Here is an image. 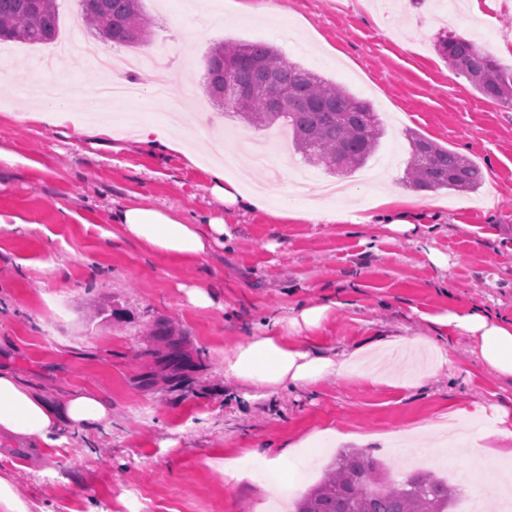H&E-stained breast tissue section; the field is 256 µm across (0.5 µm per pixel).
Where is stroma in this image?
<instances>
[{"label":"stroma","instance_id":"1","mask_svg":"<svg viewBox=\"0 0 512 512\" xmlns=\"http://www.w3.org/2000/svg\"><path fill=\"white\" fill-rule=\"evenodd\" d=\"M244 2L237 12L210 0L212 20L199 30L188 22L194 0H143L149 38L133 50L142 96L112 110L114 136L102 145L70 126L18 120L47 48L11 43L0 68L10 81L0 89V146L13 155L0 162V368L53 401L95 389L112 422L60 437L49 456L2 450L0 474L30 512H269L348 448L403 480V451L417 439L444 458L420 466L456 488L453 512H466L473 484L502 506L512 498V417L502 424L498 414L512 413V379L482 362L474 340L428 317L475 306L512 316V105L480 96L435 49L454 32L511 68L512 0H277L271 15L265 0ZM231 40L270 44L378 112L386 133L369 164L346 176L345 194L325 197L331 173L294 151L255 163L268 130L216 106L197 111L208 55ZM160 87L192 114L183 140L196 164L134 137L165 122L146 104ZM412 131L470 158L485 181L475 192L426 193V218L412 230L366 223L379 191L407 198ZM219 147L253 165L272 214L229 210L211 195ZM320 199L342 220L273 216ZM138 203L222 216L231 239L191 263L155 255L113 234V209ZM193 285L213 306L191 302ZM318 302L332 306L322 326L286 339L332 358L374 344L383 367L273 390L226 374L225 356L246 337ZM159 320L183 342L180 369L151 333ZM432 341L448 354L436 371ZM292 446L304 459L285 489L269 471L231 478L217 468L251 451L275 460ZM473 448L481 456L460 462Z\"/></svg>","mask_w":512,"mask_h":512}]
</instances>
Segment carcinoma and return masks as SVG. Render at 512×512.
<instances>
[{"label": "carcinoma", "instance_id": "1", "mask_svg": "<svg viewBox=\"0 0 512 512\" xmlns=\"http://www.w3.org/2000/svg\"><path fill=\"white\" fill-rule=\"evenodd\" d=\"M78 2L82 21L100 38L134 48L147 42L143 0ZM58 34L56 0H0V40L47 44ZM436 48L484 98L512 104V70L484 48L454 33L442 36ZM246 60L275 68L276 81L288 91L281 111H270L256 96L224 103V78L243 83L259 79L257 71L242 67ZM206 91L226 116L258 128L288 126L302 159L337 175L364 167L385 133L369 103L284 60L268 44L228 41L213 47L207 60ZM408 137L411 156L404 180L414 189L475 191L483 185L482 169L469 158L419 134ZM155 336L167 341L170 362L180 363V343L165 323L156 324ZM455 499L454 488L436 474L417 471L393 482L369 452L353 448L336 455L320 482L296 502L294 512H451Z\"/></svg>", "mask_w": 512, "mask_h": 512}]
</instances>
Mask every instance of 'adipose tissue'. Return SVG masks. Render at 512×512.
<instances>
[{
  "mask_svg": "<svg viewBox=\"0 0 512 512\" xmlns=\"http://www.w3.org/2000/svg\"><path fill=\"white\" fill-rule=\"evenodd\" d=\"M184 113L170 115L161 125L138 126L135 136L143 143L182 153L196 163L186 149L180 127ZM211 191L229 207L244 206L253 212H270V196L253 186L247 172L226 174L223 166L210 170ZM112 222L119 235L138 241L160 256L193 261L223 246L227 233L223 219L188 218L183 214L150 204H134L113 211ZM432 324L452 327L472 336L482 361L495 373L512 378V319L497 317L474 307L465 312L448 311L431 315ZM366 358L365 350L350 353L341 360L315 354L312 350L271 333L247 337L230 356L224 369L241 382L276 388L290 384H310L325 376L343 374ZM111 406L98 392L87 390L52 404L38 397L16 376L0 371V439L23 442L43 449L51 448L52 435L61 426L80 432L107 424Z\"/></svg>",
  "mask_w": 512,
  "mask_h": 512,
  "instance_id": "ef3b65f1",
  "label": "adipose tissue"
}]
</instances>
